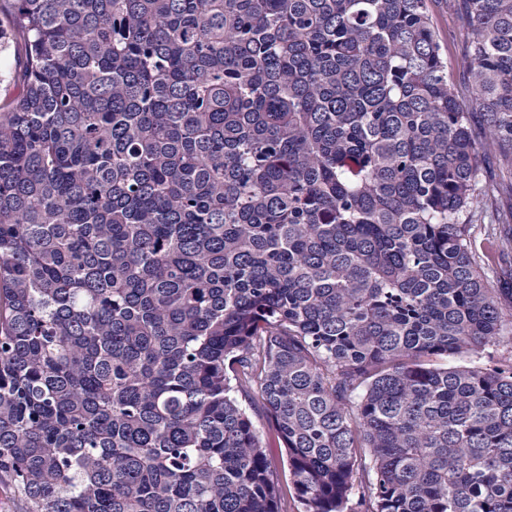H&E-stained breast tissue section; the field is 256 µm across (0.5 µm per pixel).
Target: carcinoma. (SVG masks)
<instances>
[{"label": "carcinoma", "instance_id": "obj_1", "mask_svg": "<svg viewBox=\"0 0 512 512\" xmlns=\"http://www.w3.org/2000/svg\"><path fill=\"white\" fill-rule=\"evenodd\" d=\"M9 10L24 512H284L275 448L294 512H512V225L473 223L483 154L512 165V0H458L465 99L428 0Z\"/></svg>", "mask_w": 512, "mask_h": 512}]
</instances>
